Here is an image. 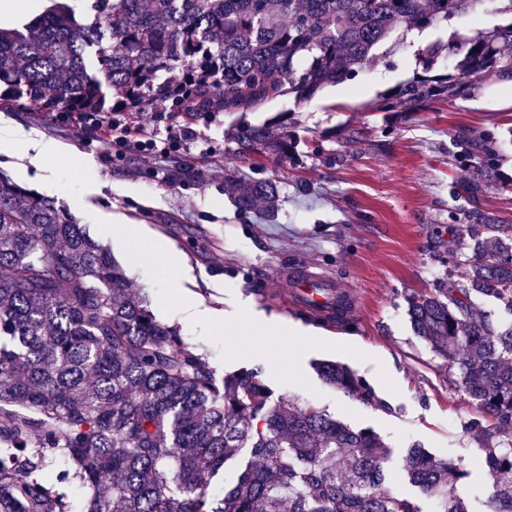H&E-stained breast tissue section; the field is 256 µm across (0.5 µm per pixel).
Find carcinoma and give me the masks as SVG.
<instances>
[{"instance_id":"1","label":"carcinoma","mask_w":512,"mask_h":512,"mask_svg":"<svg viewBox=\"0 0 512 512\" xmlns=\"http://www.w3.org/2000/svg\"><path fill=\"white\" fill-rule=\"evenodd\" d=\"M511 20L437 40L421 72L387 91L377 112L399 115L464 100L482 83L512 79ZM483 0H54L0 27V108L103 112L105 90L133 111L158 98L179 112H248L279 97L296 103L357 69L396 27L424 31L477 17ZM454 58L446 73L435 72ZM237 153L283 159L297 139L280 118L245 124ZM236 210L278 214L271 179L224 174ZM469 253L429 294L410 300L415 335L457 368L455 385L480 409L471 423L491 476L490 512H512V225L470 224ZM0 512H68L59 487L89 490L85 512H421L384 489L390 448L324 411L273 402L254 365L217 378L177 328L130 292L110 250L66 208L0 170ZM325 382L382 406L344 365ZM251 459L233 486L210 493L237 450ZM69 469L50 471L43 450ZM437 512H469L454 493L456 464L418 444L402 455Z\"/></svg>"}]
</instances>
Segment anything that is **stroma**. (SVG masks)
I'll list each match as a JSON object with an SVG mask.
<instances>
[{
  "label": "stroma",
  "mask_w": 512,
  "mask_h": 512,
  "mask_svg": "<svg viewBox=\"0 0 512 512\" xmlns=\"http://www.w3.org/2000/svg\"><path fill=\"white\" fill-rule=\"evenodd\" d=\"M503 20L491 8L476 20L395 30L379 61L301 104L282 98L256 112L140 116L142 141L185 126L206 134L154 160L133 149L115 158L96 132L33 107L1 110V132L39 135L60 155L35 167L4 149L0 170L55 199L109 246L132 291L178 326L216 376L260 363L274 399L312 404L351 428L371 429L392 450L390 490L414 499L421 512H435V500L401 469L403 448L420 442L468 470L457 492L471 512H489L481 445L469 429L481 413L455 386V369L415 336L407 309L443 277L440 256L468 250L466 225L486 216L512 225V80L486 82L470 99L439 101L394 124L373 105L416 72L415 56L429 43ZM283 114L294 124V157L238 155L233 129ZM487 137L498 151L492 178L484 174ZM181 163L197 177L173 180ZM231 170L278 182L276 222L236 210L224 195ZM473 180L480 192L470 198L462 187ZM166 251L181 256L189 275L165 270ZM294 269L341 279L359 306L333 326L294 306L287 283ZM184 299L196 303L198 322L179 321L176 305ZM259 325L265 336L253 348L245 336ZM326 361L348 366L382 407L326 384L315 371Z\"/></svg>",
  "instance_id": "obj_1"
}]
</instances>
